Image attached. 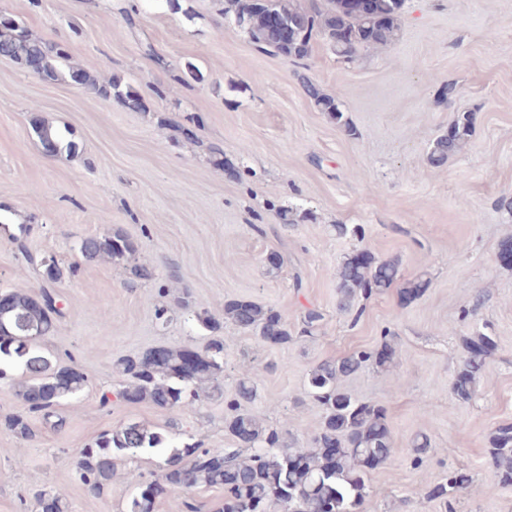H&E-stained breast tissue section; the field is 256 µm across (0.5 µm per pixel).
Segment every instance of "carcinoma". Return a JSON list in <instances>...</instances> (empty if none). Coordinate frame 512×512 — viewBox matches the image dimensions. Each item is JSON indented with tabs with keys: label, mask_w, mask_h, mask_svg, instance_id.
I'll return each mask as SVG.
<instances>
[{
	"label": "carcinoma",
	"mask_w": 512,
	"mask_h": 512,
	"mask_svg": "<svg viewBox=\"0 0 512 512\" xmlns=\"http://www.w3.org/2000/svg\"><path fill=\"white\" fill-rule=\"evenodd\" d=\"M403 5L404 0H372L370 11L363 12L347 0H310L306 6L299 0H227L224 14H233L240 30L264 52L303 60L310 53L312 41L320 37L338 57L351 62L359 50L386 46L397 39ZM273 15L295 27L286 44L270 25ZM0 57L25 70L36 62L41 79L56 81L62 75V63L70 55L66 47L36 38L16 19L0 14ZM68 75L105 100L114 99L132 112L143 110L141 96L119 78L100 81L74 67L68 68ZM299 79L305 94L336 126L349 133L353 131L336 98L321 92L308 75L301 74ZM33 131L40 145L53 146L56 154L75 152V144L64 140L46 123L33 122ZM473 132V114L458 113L448 132L432 140L427 163L432 167L444 165L449 157L465 148ZM77 249L89 261L129 265L130 274L138 280L154 278L152 267L131 263L136 246L120 228L84 237L77 243ZM41 267L45 281L62 280L64 271L54 257L41 262ZM398 277L397 262L380 259L360 245L354 247L338 271L339 311L353 312L355 318H360L364 309L357 306L359 299L384 292ZM427 286L428 281L421 275L408 281L402 288L403 300L411 302L421 297ZM9 294L8 307L0 310V381L12 379L15 370L22 371L24 380L15 384L16 396L28 412L39 413L45 422L60 428L63 419L57 416V407L64 400L80 396L90 387V379L73 361L52 363L41 347L62 315L55 297L49 296L50 305L40 308L35 295L25 289H13ZM163 294L167 301L158 308L157 315L165 322L190 305L186 290L176 294L165 290ZM194 320L213 337L195 350L198 361L191 372L186 369L192 347H152L117 360L115 369L120 381L116 397L130 403L148 401L162 409L185 411L208 397L207 391H221L224 338L217 332L223 329L225 321L262 343L283 345L294 338L283 314L244 298L224 302L222 320L205 309L194 312ZM495 347L494 339L485 332L462 338V360L451 385L457 402L468 403L476 396L487 358ZM395 357V348L385 340L378 348L354 349L313 366L307 374L306 394L323 407L324 415L318 431L305 447L287 443L278 429L246 409L258 396L254 378L246 374L239 378L232 395L224 399V428L233 447L204 448L197 442L173 445L162 434L128 422L101 433L80 449L76 472L90 492L100 495L112 488L117 475V453L129 458L166 453L160 473L151 476L131 495L126 512H156L158 505L176 489L209 488L224 491L221 512H270L274 505L281 512H360L370 492L369 475L389 460L392 438L386 423L387 409L353 396L341 383L369 366L389 369L395 364ZM3 426L23 439L34 436L29 418L21 414L5 417ZM430 450L428 436L415 435L411 441L412 464L421 466ZM487 455L498 474V484L490 492L512 487L511 422L500 424L491 432ZM472 481L467 470L450 469L448 475L427 487L426 499L438 500L448 507ZM32 498L42 512H68L66 499L58 493L38 488L32 491Z\"/></svg>",
	"instance_id": "cac0c4a2"
}]
</instances>
